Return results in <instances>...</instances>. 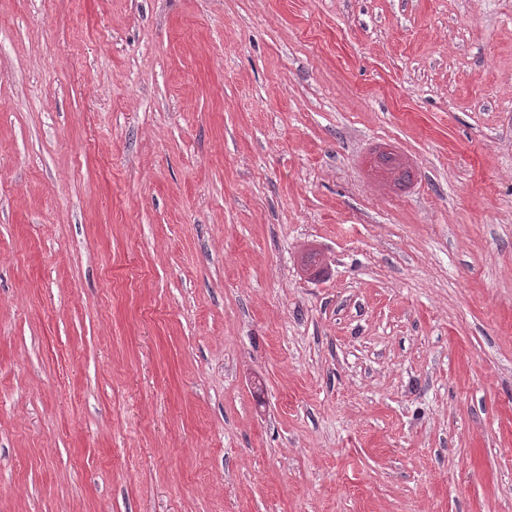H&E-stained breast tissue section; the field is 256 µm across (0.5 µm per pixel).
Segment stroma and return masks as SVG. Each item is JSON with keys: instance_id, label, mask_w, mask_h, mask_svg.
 Masks as SVG:
<instances>
[{"instance_id": "obj_1", "label": "stroma", "mask_w": 512, "mask_h": 512, "mask_svg": "<svg viewBox=\"0 0 512 512\" xmlns=\"http://www.w3.org/2000/svg\"><path fill=\"white\" fill-rule=\"evenodd\" d=\"M0 512H512V0H0Z\"/></svg>"}]
</instances>
